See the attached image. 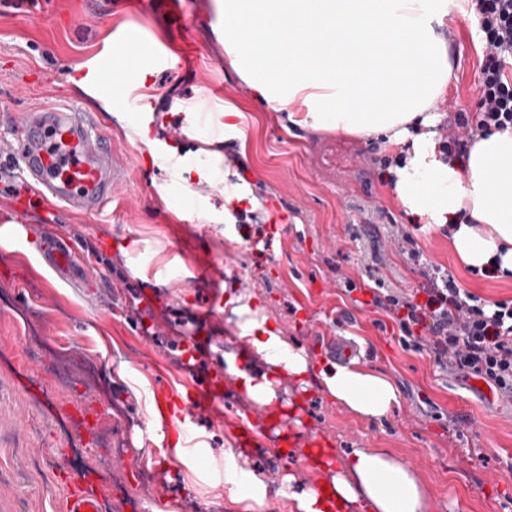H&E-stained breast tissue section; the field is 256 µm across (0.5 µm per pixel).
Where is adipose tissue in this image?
I'll return each instance as SVG.
<instances>
[{
  "instance_id": "1",
  "label": "adipose tissue",
  "mask_w": 512,
  "mask_h": 512,
  "mask_svg": "<svg viewBox=\"0 0 512 512\" xmlns=\"http://www.w3.org/2000/svg\"><path fill=\"white\" fill-rule=\"evenodd\" d=\"M453 0H224V48L239 75L299 127L384 135L405 154L393 168L403 206L447 227L469 268L512 275V129L477 139L464 160L438 149L436 107L454 77L444 30ZM250 343L268 365L253 376L234 352L224 372L259 405L276 398V377L299 385L318 376L351 413L387 416L399 393L385 375L351 362L313 373L304 350L252 324ZM323 485L294 497V512H429L416 471L384 448H357L342 467L319 461Z\"/></svg>"
}]
</instances>
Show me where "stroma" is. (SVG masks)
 Listing matches in <instances>:
<instances>
[{
	"instance_id": "obj_1",
	"label": "stroma",
	"mask_w": 512,
	"mask_h": 512,
	"mask_svg": "<svg viewBox=\"0 0 512 512\" xmlns=\"http://www.w3.org/2000/svg\"><path fill=\"white\" fill-rule=\"evenodd\" d=\"M448 29L454 78L438 106L447 119L476 110L483 49L474 16L450 13ZM128 30L138 32L141 51L172 48L183 62L148 69L145 89L128 71L126 96L139 109L125 115L109 92L86 85L83 66ZM71 98L95 111L125 179L111 209L72 217L7 195L13 180L0 171V512H64L70 473L102 488L105 512H144L162 489L159 473L169 512H292L285 478L300 491L317 472L279 453L274 432L238 459L263 482L262 504L235 501L224 479L238 421L255 408L236 379L225 380L222 402L189 431L171 424L161 457H127L144 445L139 413L153 407L156 382L186 398L228 351L265 372L247 337L255 322L315 363L318 338L356 344L358 363L399 390V407L374 421L337 404L320 383L302 389L279 377L281 402H299L294 438L326 439L341 461L356 448L389 449L428 486L429 512H512V401L404 351L330 271L337 265L357 277L375 266L389 287L420 288L418 266L392 242L403 228L424 260L464 288L492 302L512 299V278L474 275L447 232L412 224L377 165L389 146L291 125L286 111L258 100L224 52V0H0V152L22 114ZM228 109L236 115L222 133L201 126L200 113ZM158 146L183 167L216 168L222 186L204 176L181 182L157 163ZM228 153L239 166L225 165ZM201 191L204 207L188 218L181 202ZM241 206L269 223L241 227ZM22 224L32 230L19 246ZM52 236L70 240L100 282L59 280L40 257Z\"/></svg>"
}]
</instances>
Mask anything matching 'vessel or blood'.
Listing matches in <instances>:
<instances>
[{
	"label": "vessel or blood",
	"instance_id": "vessel-or-blood-1",
	"mask_svg": "<svg viewBox=\"0 0 512 512\" xmlns=\"http://www.w3.org/2000/svg\"><path fill=\"white\" fill-rule=\"evenodd\" d=\"M137 40V35L130 33L103 47L83 70L88 83L94 87L111 85L125 68L137 64V57L125 53ZM19 125L20 135L0 154V167L31 189L32 201L59 204L77 215L98 213L111 205L124 175L111 140L92 113L69 103L31 110ZM48 262L59 278L76 279L69 249L50 247ZM218 394L217 380L199 385L185 405L186 415L209 412ZM267 418V412L262 411L242 419L237 446L248 447ZM65 512H102V498L95 492L71 490Z\"/></svg>",
	"mask_w": 512,
	"mask_h": 512
}]
</instances>
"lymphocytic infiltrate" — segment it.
I'll use <instances>...</instances> for the list:
<instances>
[{
	"instance_id": "f902f5d3",
	"label": "lymphocytic infiltrate",
	"mask_w": 512,
	"mask_h": 512,
	"mask_svg": "<svg viewBox=\"0 0 512 512\" xmlns=\"http://www.w3.org/2000/svg\"><path fill=\"white\" fill-rule=\"evenodd\" d=\"M484 34L477 83V112L456 113L439 139L446 158L463 159L476 136L512 127V0H471ZM421 290L389 287L375 271L339 275L345 293L370 294L391 321L406 351L425 352L435 363L482 381L512 400V300L491 302L461 287L446 269L430 267Z\"/></svg>"
}]
</instances>
